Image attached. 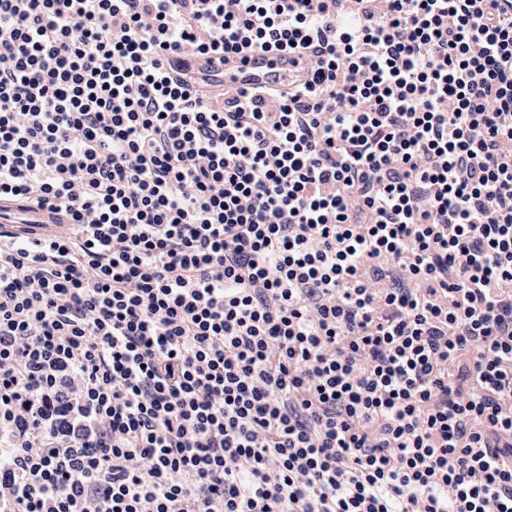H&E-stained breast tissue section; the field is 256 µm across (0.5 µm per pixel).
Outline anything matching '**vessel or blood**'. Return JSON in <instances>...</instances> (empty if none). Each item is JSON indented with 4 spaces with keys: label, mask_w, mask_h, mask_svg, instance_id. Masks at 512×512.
Listing matches in <instances>:
<instances>
[{
    "label": "vessel or blood",
    "mask_w": 512,
    "mask_h": 512,
    "mask_svg": "<svg viewBox=\"0 0 512 512\" xmlns=\"http://www.w3.org/2000/svg\"><path fill=\"white\" fill-rule=\"evenodd\" d=\"M288 68L287 53H260L248 48L230 59L224 58L223 54L213 53L186 56L174 64L177 77L184 81L198 80L207 73H220L228 87L239 86L243 81L253 87L277 83L287 78ZM58 222V216L48 210L30 207L18 200L0 198V233L9 232L35 239L49 235Z\"/></svg>",
    "instance_id": "b4317fda"
}]
</instances>
